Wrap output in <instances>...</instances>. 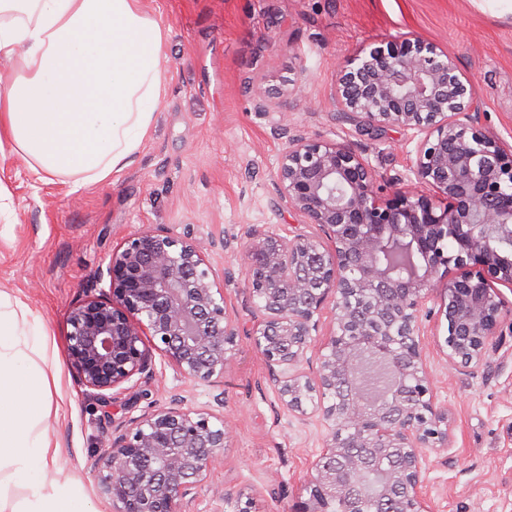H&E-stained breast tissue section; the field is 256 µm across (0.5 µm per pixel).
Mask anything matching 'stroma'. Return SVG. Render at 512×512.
Returning a JSON list of instances; mask_svg holds the SVG:
<instances>
[{
	"label": "stroma",
	"mask_w": 512,
	"mask_h": 512,
	"mask_svg": "<svg viewBox=\"0 0 512 512\" xmlns=\"http://www.w3.org/2000/svg\"><path fill=\"white\" fill-rule=\"evenodd\" d=\"M167 32L164 86L152 130L132 163L111 180L73 189L38 180L16 157L0 161L14 211L0 216V290L42 317L65 348L73 301L93 288L113 246L161 225L192 230L209 244L210 277L223 288L243 332L227 351L217 386L159 368L138 394L104 401L62 371L61 410L50 421L62 478L80 487L92 512H109L94 488L98 444L122 420L167 391L205 408L223 392L234 433L224 452V485L243 490L254 512H291L326 433L314 418L284 412L262 355L246 338L254 305L241 270L244 233L259 224L287 234L313 225L286 207L276 183L284 125L352 143L384 176L407 172L415 140L403 131L361 130L335 110L336 64L391 36L411 32L447 50L475 77L481 122L512 145V15L471 0H146ZM302 85L304 95L290 92ZM275 90L257 110L254 86ZM423 339L438 403L448 408L450 442L424 472L433 512H512V313L485 366L448 365V320L440 296Z\"/></svg>",
	"instance_id": "35a3bbf8"
}]
</instances>
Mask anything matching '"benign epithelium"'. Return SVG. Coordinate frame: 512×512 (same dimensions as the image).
Returning <instances> with one entry per match:
<instances>
[{"instance_id":"1","label":"benign epithelium","mask_w":512,"mask_h":512,"mask_svg":"<svg viewBox=\"0 0 512 512\" xmlns=\"http://www.w3.org/2000/svg\"><path fill=\"white\" fill-rule=\"evenodd\" d=\"M336 106L358 127L399 129L416 139L411 172L419 191L396 174L380 176L349 143L288 134L276 179L282 200L326 237L246 232L245 287L255 301L249 333L276 386L281 408L329 426L293 512H326L334 489L356 512L358 477L368 459L395 456L374 512H431L428 454L448 444V409L437 404L421 333L427 307L444 290L452 336L448 363L483 365L512 291V147L480 120L474 82L438 44L413 33L388 38L339 66ZM405 241L423 272L397 276L377 262ZM207 248L192 231L148 226L125 237L99 269L100 288L67 316V363L81 387L131 392L156 377V362L202 383L224 374L238 326L223 289L210 279ZM376 300L362 305L358 294ZM332 305L329 353L316 371L302 363L314 315ZM369 354L386 361L399 384L380 411L363 408L354 378ZM232 437L228 418L192 409L172 394L112 429L94 466L98 495L113 512H194L199 492L218 479ZM233 512L252 498L217 485Z\"/></svg>"}]
</instances>
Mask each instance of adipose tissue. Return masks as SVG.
I'll return each instance as SVG.
<instances>
[{
    "instance_id": "1",
    "label": "adipose tissue",
    "mask_w": 512,
    "mask_h": 512,
    "mask_svg": "<svg viewBox=\"0 0 512 512\" xmlns=\"http://www.w3.org/2000/svg\"><path fill=\"white\" fill-rule=\"evenodd\" d=\"M166 31L144 0H0V157L79 188L127 167L161 96ZM59 355L0 290V512H90L54 475Z\"/></svg>"
}]
</instances>
